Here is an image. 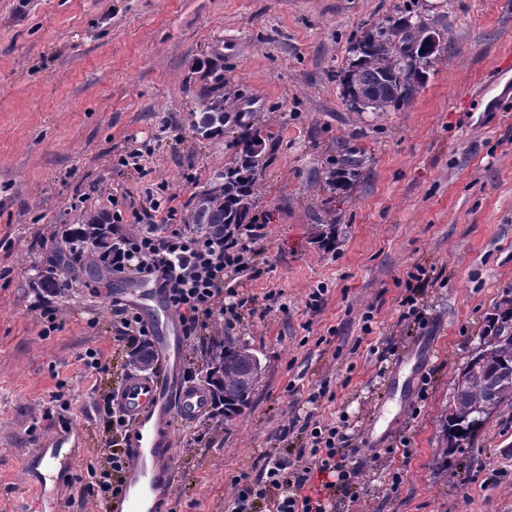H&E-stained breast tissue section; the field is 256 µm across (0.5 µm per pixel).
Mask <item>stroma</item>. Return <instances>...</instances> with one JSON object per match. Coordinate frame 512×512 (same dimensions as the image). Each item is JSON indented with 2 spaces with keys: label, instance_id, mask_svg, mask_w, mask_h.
<instances>
[{
  "label": "stroma",
  "instance_id": "35a3bbf8",
  "mask_svg": "<svg viewBox=\"0 0 512 512\" xmlns=\"http://www.w3.org/2000/svg\"><path fill=\"white\" fill-rule=\"evenodd\" d=\"M399 12L447 47L408 103L355 111L340 82L351 47ZM506 55L512 0H0V512H54L36 474L61 430L81 446L57 476L63 512H109L78 477L121 440L103 407L138 369L112 330L113 289L131 278L94 279L51 238L90 209L184 213L233 157L230 134L192 127L219 85L274 135L258 275L238 284L253 311L233 333L263 370L241 415L175 424L177 512H227L232 476L309 410L360 448L362 494L337 493L334 512H512V405L436 466L453 380L512 297V96L487 104ZM134 148L146 178L122 163ZM347 159L360 175L331 192L325 173ZM51 263L63 293L45 298L32 282ZM418 273L429 323L410 333L401 301ZM323 382L333 400L310 407Z\"/></svg>",
  "mask_w": 512,
  "mask_h": 512
}]
</instances>
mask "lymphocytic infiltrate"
Instances as JSON below:
<instances>
[{"label":"lymphocytic infiltrate","instance_id":"obj_1","mask_svg":"<svg viewBox=\"0 0 512 512\" xmlns=\"http://www.w3.org/2000/svg\"><path fill=\"white\" fill-rule=\"evenodd\" d=\"M241 237L218 243L166 221L160 231L119 238L112 246V271L157 280L179 315L184 336L204 337L215 323L229 331L248 299L224 281L254 268L253 251ZM296 433L304 435L306 445L294 457L263 453L252 470L232 478L229 512H258L262 503L271 505V512H332L337 491L351 492L350 461L359 448L344 425L322 424L310 412L296 414L279 438ZM316 473L326 481L311 494L307 488Z\"/></svg>","mask_w":512,"mask_h":512}]
</instances>
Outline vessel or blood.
<instances>
[{
  "label": "vessel or blood",
  "mask_w": 512,
  "mask_h": 512,
  "mask_svg": "<svg viewBox=\"0 0 512 512\" xmlns=\"http://www.w3.org/2000/svg\"><path fill=\"white\" fill-rule=\"evenodd\" d=\"M123 301L162 322L153 338L157 355L165 363V376L155 379L140 373L127 376L114 396L116 409L127 419L124 437L122 490L113 497L110 512H174L173 487L174 419L188 422L207 409L209 397L198 386L180 381L184 338L171 310L160 307L161 295L148 291L140 296L125 291ZM70 441L66 432L55 433L46 442L51 468L65 469L72 457L59 449Z\"/></svg>",
  "instance_id": "b4317fda"
}]
</instances>
